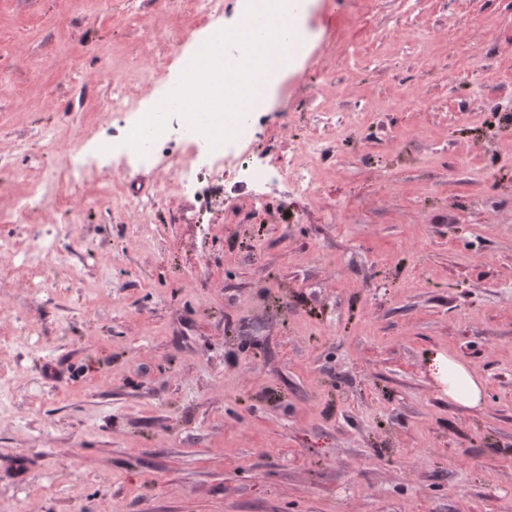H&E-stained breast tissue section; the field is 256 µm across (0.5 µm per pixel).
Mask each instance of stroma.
Listing matches in <instances>:
<instances>
[{
    "label": "stroma",
    "instance_id": "1",
    "mask_svg": "<svg viewBox=\"0 0 512 512\" xmlns=\"http://www.w3.org/2000/svg\"><path fill=\"white\" fill-rule=\"evenodd\" d=\"M195 0H0V211L112 126L94 47L127 96ZM311 54L255 143L317 129L314 97L359 113L320 131L314 200L262 204L227 171L210 203L150 168L91 163L31 214L63 252L52 285L0 274V512H512V0H306ZM417 105H409V96ZM469 113L462 122L461 113ZM410 137L412 156L389 151ZM155 197L145 220L112 205ZM442 352L483 379L449 401Z\"/></svg>",
    "mask_w": 512,
    "mask_h": 512
}]
</instances>
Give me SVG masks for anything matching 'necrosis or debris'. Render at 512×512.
<instances>
[{
	"label": "necrosis or debris",
	"instance_id": "obj_1",
	"mask_svg": "<svg viewBox=\"0 0 512 512\" xmlns=\"http://www.w3.org/2000/svg\"><path fill=\"white\" fill-rule=\"evenodd\" d=\"M224 15V0H199L197 23L188 49L179 51L176 58L159 55L153 62L154 73H166L170 64H177L179 69H186L192 59L211 37L222 30L221 19ZM309 46V35L301 29L291 32L289 45L277 42L267 46V71L256 83V94L248 107V113L242 116L236 125V135L229 143L214 148L204 135L190 129L185 121L167 124L165 131L148 147L146 155H138L133 149L119 142L101 141L96 146V158L104 159L111 155H120L128 164H153L162 173H174L184 191L197 195V172L208 171L214 180H221L225 170L237 169L243 179L251 185L255 196H262L268 185L278 178L289 177L299 196L312 197L317 192L313 178L303 164L304 158L320 155L322 145L318 138H311L304 145L301 153L278 158L272 166H265L251 156L255 134L253 117L265 111L270 102L272 91L282 84L289 64L303 55ZM179 141L184 149V156L177 168H169L164 156L165 149L172 141ZM58 192L56 176H47L44 181L28 195L22 197L11 215L10 220L16 224H26L27 230L21 236H0V258L16 261L27 266L31 278L28 288L32 293L40 294L47 290L50 280L45 269V260L57 252L55 237L42 230L39 225L29 223L31 213L42 206L51 205Z\"/></svg>",
	"mask_w": 512,
	"mask_h": 512
}]
</instances>
